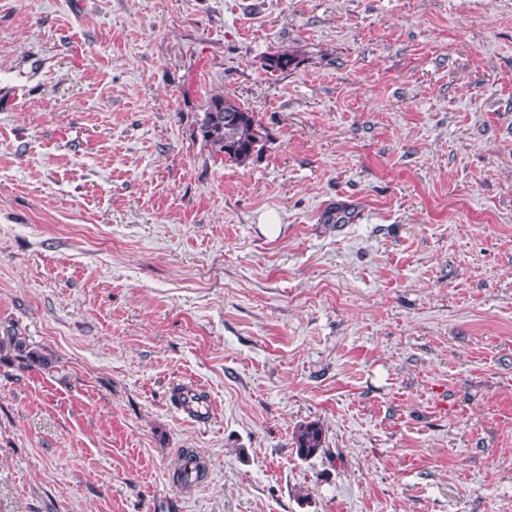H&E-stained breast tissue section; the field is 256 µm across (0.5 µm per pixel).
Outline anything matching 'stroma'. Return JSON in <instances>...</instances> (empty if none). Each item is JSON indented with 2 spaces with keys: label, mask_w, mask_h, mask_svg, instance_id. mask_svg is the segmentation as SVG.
Here are the masks:
<instances>
[{
  "label": "stroma",
  "mask_w": 512,
  "mask_h": 512,
  "mask_svg": "<svg viewBox=\"0 0 512 512\" xmlns=\"http://www.w3.org/2000/svg\"><path fill=\"white\" fill-rule=\"evenodd\" d=\"M0 512H512V0H0ZM196 133L213 155L243 167L261 157L269 138L255 112L227 95L209 98ZM324 431L316 422L303 423L294 432L295 451L299 457L309 458L323 449ZM182 462L173 472V480L180 485H191L202 480L205 475V464L193 451L182 454Z\"/></svg>",
  "instance_id": "stroma-1"
}]
</instances>
